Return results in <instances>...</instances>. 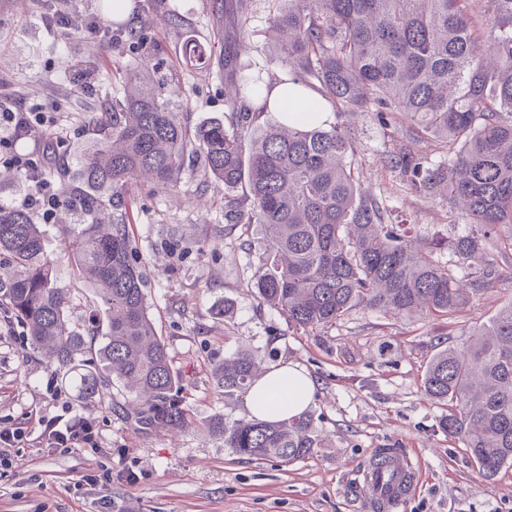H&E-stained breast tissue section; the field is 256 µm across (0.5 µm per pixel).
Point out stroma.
Returning a JSON list of instances; mask_svg holds the SVG:
<instances>
[{
  "mask_svg": "<svg viewBox=\"0 0 512 512\" xmlns=\"http://www.w3.org/2000/svg\"><path fill=\"white\" fill-rule=\"evenodd\" d=\"M106 0H0V89L84 126L99 111L104 94L119 93L112 73L139 65L141 53L124 38L106 42L84 32L86 22L106 16ZM128 15L130 27L147 26L158 68V93L171 99L189 125L224 115V76L183 65L186 38L223 40L226 19L216 0H142ZM68 7L69 28L48 26V10ZM176 8L178 24L167 22ZM270 0H254L252 34L241 48L251 76L267 77ZM88 63L97 73L94 90L72 81L74 67ZM358 145V171L390 210L393 220L412 225L425 239L468 233L464 213L408 191L387 168L391 152L408 146L436 162L448 147L414 141L371 118L346 121ZM224 190L202 173L186 169L176 190L138 193L131 206L134 240L145 262L150 312L163 337L189 416L185 426L144 432L129 419L122 384L92 399L77 398L65 370L47 366L34 352L21 323L0 338V425L27 427V414L73 409L90 419L98 451L47 452L20 449L18 465L0 475V512H372L361 472L378 449L398 448L417 456V490L398 512H512V468L485 479L463 444L442 429L448 408L430 399L422 384L435 352L469 339L512 301V249L491 248L504 275L470 306L447 316L413 317L365 306L335 323L302 330L264 304L250 287L257 268V227L227 220ZM230 316H222L224 303ZM249 351L261 368L292 362L315 381L308 409L319 445L290 464L245 459L207 431L214 418L247 419L246 395L224 394L214 369L238 350ZM140 481L129 485L128 471ZM111 472L109 483L73 497L69 481L85 473Z\"/></svg>",
  "mask_w": 512,
  "mask_h": 512,
  "instance_id": "1",
  "label": "stroma"
}]
</instances>
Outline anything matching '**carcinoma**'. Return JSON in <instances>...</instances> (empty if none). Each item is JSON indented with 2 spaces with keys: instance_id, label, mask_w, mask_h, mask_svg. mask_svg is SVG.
I'll return each mask as SVG.
<instances>
[{
  "instance_id": "carcinoma-1",
  "label": "carcinoma",
  "mask_w": 512,
  "mask_h": 512,
  "mask_svg": "<svg viewBox=\"0 0 512 512\" xmlns=\"http://www.w3.org/2000/svg\"><path fill=\"white\" fill-rule=\"evenodd\" d=\"M275 40L268 65L287 72L284 100L313 88L338 117L369 113L389 128L404 119L417 139L448 145L437 163L402 148L388 157L416 195L464 211L471 231L450 241L419 242L396 224L359 177L358 148L342 124L320 119L311 103L301 117L276 107L264 121L260 102L272 81L243 75L236 45L251 35L253 0L224 6L233 35L223 52L194 39L180 58L196 69L224 70L225 119L181 120L153 89L145 69L117 72L122 91L90 118V143L75 148L57 184L59 247L74 278L94 290L106 331L71 317L75 294L60 284L44 225L0 200V306L26 326L45 362L75 373L92 398L116 380L132 389L143 429L176 428L188 416L165 342L144 288L146 268L123 209L133 191L169 193L200 160L224 186V209L260 228L258 267L250 283L266 305L300 329L335 322L366 305L398 314L448 315L472 302L503 271L487 249L501 229L512 242V0H275ZM456 261H441L442 249ZM474 264L467 275L455 267ZM99 341V368L77 356ZM259 364L247 351L214 372L226 393L249 389ZM426 394L451 406L442 420L492 480L512 467V301L475 337L438 351L428 363ZM224 447L255 460L288 464L318 439L307 415L275 421L214 419Z\"/></svg>"
}]
</instances>
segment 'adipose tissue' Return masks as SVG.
<instances>
[{"label":"adipose tissue","instance_id":"adipose-tissue-1","mask_svg":"<svg viewBox=\"0 0 512 512\" xmlns=\"http://www.w3.org/2000/svg\"><path fill=\"white\" fill-rule=\"evenodd\" d=\"M314 388L307 372L285 363L270 369L251 385L246 407L250 416L260 419L298 416L309 407Z\"/></svg>","mask_w":512,"mask_h":512}]
</instances>
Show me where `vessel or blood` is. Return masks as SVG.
Here are the masks:
<instances>
[{
  "instance_id": "obj_1",
  "label": "vessel or blood",
  "mask_w": 512,
  "mask_h": 512,
  "mask_svg": "<svg viewBox=\"0 0 512 512\" xmlns=\"http://www.w3.org/2000/svg\"><path fill=\"white\" fill-rule=\"evenodd\" d=\"M362 476L367 497L383 503L386 512L401 505L416 486L413 459L392 448L379 451Z\"/></svg>"
}]
</instances>
